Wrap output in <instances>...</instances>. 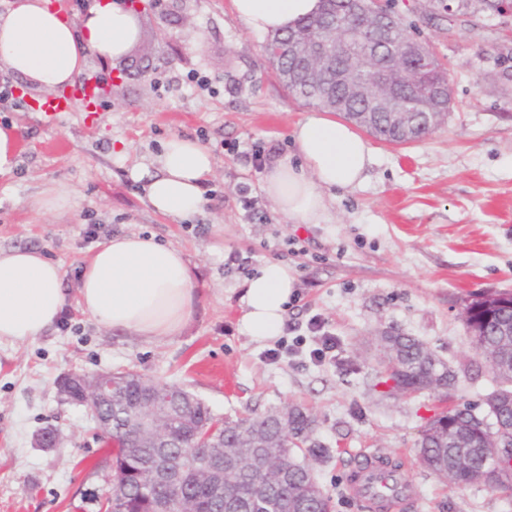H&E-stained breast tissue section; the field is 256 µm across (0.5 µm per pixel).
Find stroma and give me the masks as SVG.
Masks as SVG:
<instances>
[{
	"instance_id": "1",
	"label": "stroma",
	"mask_w": 512,
	"mask_h": 512,
	"mask_svg": "<svg viewBox=\"0 0 512 512\" xmlns=\"http://www.w3.org/2000/svg\"><path fill=\"white\" fill-rule=\"evenodd\" d=\"M390 5L449 63L451 109L421 141L369 138L365 180L328 191L318 224L288 220L262 189L253 150L271 163L293 154L291 133L311 108L288 94L263 36L235 18L231 0H167L166 10L140 14V37L125 57L87 62L119 79L100 112L77 104L48 127L24 105L0 111L19 139L16 168L0 175V248L36 249L59 263L67 296L43 336L0 347V512H99L80 493L104 492L91 468L105 446L57 382L72 371L116 370L185 388L219 415L306 408L313 440L330 451L314 472L333 512H369L347 487L362 448L402 462L416 488L411 512H512V494L460 488L419 465V433L444 406L434 394L395 397L376 384L377 336L417 337L456 368L475 356L460 318L466 301L512 291V31L495 17L449 24L444 0ZM197 74L210 91L193 83ZM175 135L213 156L204 183L213 196L186 219L155 213L144 189ZM59 187L72 209H38ZM243 188L259 200L248 221L237 201ZM130 232L179 246L193 276L188 324L160 341L107 328L78 303L86 260L109 236ZM233 254L249 269L268 261L291 269L300 298L286 319L303 326L320 316L336 338L334 358L272 361L273 342L240 333L247 275L227 269ZM49 426L57 446L38 447Z\"/></svg>"
}]
</instances>
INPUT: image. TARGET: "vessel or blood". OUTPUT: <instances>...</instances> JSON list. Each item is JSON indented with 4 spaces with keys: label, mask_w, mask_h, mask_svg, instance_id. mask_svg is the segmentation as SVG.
<instances>
[{
    "label": "vessel or blood",
    "mask_w": 512,
    "mask_h": 512,
    "mask_svg": "<svg viewBox=\"0 0 512 512\" xmlns=\"http://www.w3.org/2000/svg\"><path fill=\"white\" fill-rule=\"evenodd\" d=\"M78 101L88 106L101 107L102 88L95 76H81L70 92L58 94L38 104L37 109L54 121L70 112ZM360 454L366 460L367 466L358 471L355 480L350 484L353 497L368 503L372 512H407L412 505L411 482L405 478L394 479L383 468L382 456L378 450L364 448Z\"/></svg>",
    "instance_id": "1"
}]
</instances>
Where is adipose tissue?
Instances as JSON below:
<instances>
[{"instance_id":"adipose-tissue-1","label":"adipose tissue","mask_w":512,"mask_h":512,"mask_svg":"<svg viewBox=\"0 0 512 512\" xmlns=\"http://www.w3.org/2000/svg\"><path fill=\"white\" fill-rule=\"evenodd\" d=\"M236 19L252 33L294 28L317 14L321 0H231ZM140 25L120 0H96L76 22L48 9L45 0H13L0 13V64L45 90L73 82L90 56L118 59L138 40ZM294 157L267 169L263 190L276 208L299 224L320 223L325 192L358 185L372 163L368 143L349 126L322 114L307 115L291 133ZM161 173L147 184L153 210L183 217L204 203L202 185L213 169L199 142L172 137L159 159ZM60 265L29 248L0 250V346L31 342L54 326L66 304ZM295 278L286 265L263 264L240 298L239 330L256 340L281 336ZM194 283L183 250L151 236L124 233L98 246L79 288L82 310L105 326L156 341L188 322Z\"/></svg>"}]
</instances>
